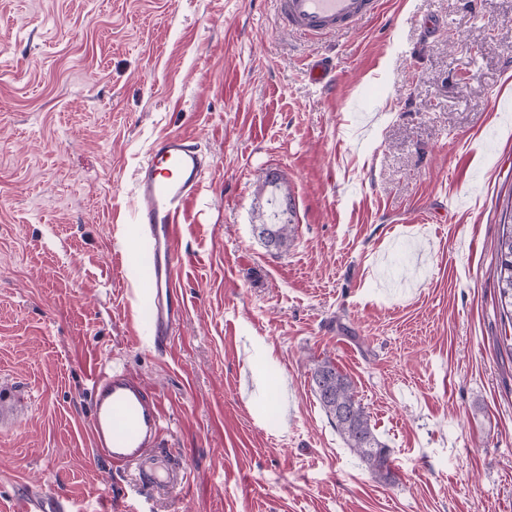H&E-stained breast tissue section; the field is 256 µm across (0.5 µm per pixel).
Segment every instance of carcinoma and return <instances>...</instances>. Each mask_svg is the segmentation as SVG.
I'll return each mask as SVG.
<instances>
[{
  "instance_id": "obj_1",
  "label": "carcinoma",
  "mask_w": 512,
  "mask_h": 512,
  "mask_svg": "<svg viewBox=\"0 0 512 512\" xmlns=\"http://www.w3.org/2000/svg\"><path fill=\"white\" fill-rule=\"evenodd\" d=\"M294 206L286 197L274 212L272 224L258 225L265 245L276 250L288 247L294 232ZM501 320L512 327V236L504 237L499 230L497 239L496 284ZM312 380L320 406L344 438L346 445L378 479H389L387 452L374 433L370 415L356 398L351 381L331 362L321 361L312 368Z\"/></svg>"
}]
</instances>
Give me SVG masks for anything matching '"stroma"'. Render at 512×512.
I'll list each match as a JSON object with an SVG mask.
<instances>
[{"label": "stroma", "instance_id": "obj_1", "mask_svg": "<svg viewBox=\"0 0 512 512\" xmlns=\"http://www.w3.org/2000/svg\"><path fill=\"white\" fill-rule=\"evenodd\" d=\"M169 134L209 169L161 347L135 179ZM274 194L296 211L279 251L256 230ZM511 194L512 0H382L319 40L280 30L273 0H0V502L40 487L81 512H512L494 286ZM93 360L156 394L180 487L146 490L92 447ZM323 360L392 480L321 408ZM312 380L320 406L344 438L346 445L378 479H389L387 452L374 433L370 415L356 398L351 381L331 362L312 368Z\"/></svg>", "mask_w": 512, "mask_h": 512}]
</instances>
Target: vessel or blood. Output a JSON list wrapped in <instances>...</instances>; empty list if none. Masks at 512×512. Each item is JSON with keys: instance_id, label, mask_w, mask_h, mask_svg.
Returning <instances> with one entry per match:
<instances>
[{"instance_id": "vessel-or-blood-1", "label": "vessel or blood", "mask_w": 512, "mask_h": 512, "mask_svg": "<svg viewBox=\"0 0 512 512\" xmlns=\"http://www.w3.org/2000/svg\"><path fill=\"white\" fill-rule=\"evenodd\" d=\"M380 12V0H277L282 29L311 39L356 26ZM207 165L192 138H159L140 166L136 208L142 234L152 245V269L142 286L150 297L146 319L158 342H166L181 305L173 271L187 203L202 186ZM93 399L90 436L94 449L113 464L134 467L139 483L165 493L184 480L185 467L164 450L157 397L123 371H97L90 379ZM14 512H72L65 499L44 501L35 490L17 502Z\"/></svg>"}]
</instances>
